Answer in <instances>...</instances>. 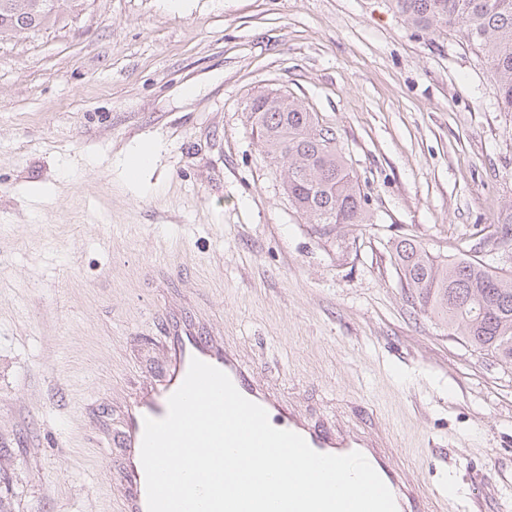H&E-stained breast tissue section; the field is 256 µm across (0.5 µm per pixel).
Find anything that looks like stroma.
I'll use <instances>...</instances> for the list:
<instances>
[{
	"label": "stroma",
	"instance_id": "1",
	"mask_svg": "<svg viewBox=\"0 0 512 512\" xmlns=\"http://www.w3.org/2000/svg\"><path fill=\"white\" fill-rule=\"evenodd\" d=\"M276 91L335 130L372 223L298 216L251 133ZM511 215L486 58L393 0H85L0 42V512H122L112 433L177 311L286 402L374 417L423 512H512V366L420 312L390 261L409 238L512 272ZM150 163L151 158L145 152L136 151L129 154L123 163V174L126 182L131 186H138Z\"/></svg>",
	"mask_w": 512,
	"mask_h": 512
}]
</instances>
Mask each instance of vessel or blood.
<instances>
[{
    "mask_svg": "<svg viewBox=\"0 0 512 512\" xmlns=\"http://www.w3.org/2000/svg\"><path fill=\"white\" fill-rule=\"evenodd\" d=\"M164 336L163 373L137 386L120 409V428L114 444L120 450L115 478L123 490L122 512H147L141 463L144 420L166 416L168 398L182 384L194 358L224 371L244 397L267 411L273 427L301 435L313 450L334 455L363 453L391 490L397 512H421L420 487L396 469L393 451L383 437L366 435L361 426L350 427L338 419L313 417L296 405L284 403L258 372L225 344L221 333L201 318L187 314L167 316Z\"/></svg>",
    "mask_w": 512,
    "mask_h": 512,
    "instance_id": "b4317fda",
    "label": "vessel or blood"
}]
</instances>
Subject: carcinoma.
Instances as JSON below:
<instances>
[{
	"mask_svg": "<svg viewBox=\"0 0 512 512\" xmlns=\"http://www.w3.org/2000/svg\"><path fill=\"white\" fill-rule=\"evenodd\" d=\"M60 0H0V42L63 20ZM412 25L440 31L460 25L484 52L498 100L512 112V0H394ZM251 130L273 160L289 201L308 224H367L368 198L336 149L334 130L316 113L281 93L248 105ZM420 309L459 329L467 344L512 365V273L475 255L441 259L404 239L391 256Z\"/></svg>",
	"mask_w": 512,
	"mask_h": 512,
	"instance_id": "1",
	"label": "carcinoma"
}]
</instances>
